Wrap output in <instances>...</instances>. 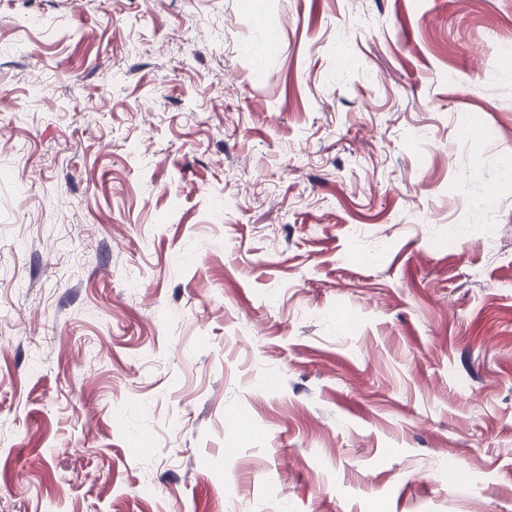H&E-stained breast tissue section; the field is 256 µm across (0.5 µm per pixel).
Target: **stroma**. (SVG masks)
<instances>
[{"instance_id":"35a3bbf8","label":"stroma","mask_w":512,"mask_h":512,"mask_svg":"<svg viewBox=\"0 0 512 512\" xmlns=\"http://www.w3.org/2000/svg\"><path fill=\"white\" fill-rule=\"evenodd\" d=\"M1 95L0 512H512V0H0Z\"/></svg>"}]
</instances>
